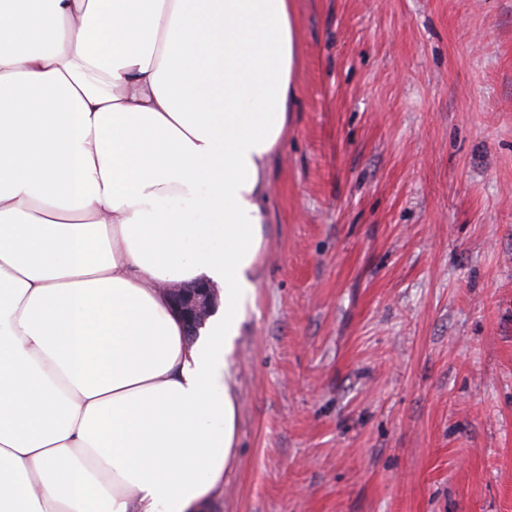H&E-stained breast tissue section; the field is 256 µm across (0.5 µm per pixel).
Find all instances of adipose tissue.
Returning a JSON list of instances; mask_svg holds the SVG:
<instances>
[{"mask_svg":"<svg viewBox=\"0 0 512 512\" xmlns=\"http://www.w3.org/2000/svg\"><path fill=\"white\" fill-rule=\"evenodd\" d=\"M296 63L294 0H0V512H195L231 467ZM174 313L183 321L186 336L193 341L208 318L215 313L217 299L206 283L171 284L163 288Z\"/></svg>","mask_w":512,"mask_h":512,"instance_id":"1","label":"adipose tissue"}]
</instances>
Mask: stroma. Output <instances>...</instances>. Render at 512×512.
I'll use <instances>...</instances> for the list:
<instances>
[{"instance_id": "stroma-1", "label": "stroma", "mask_w": 512, "mask_h": 512, "mask_svg": "<svg viewBox=\"0 0 512 512\" xmlns=\"http://www.w3.org/2000/svg\"><path fill=\"white\" fill-rule=\"evenodd\" d=\"M296 9L204 512H512V0Z\"/></svg>"}]
</instances>
